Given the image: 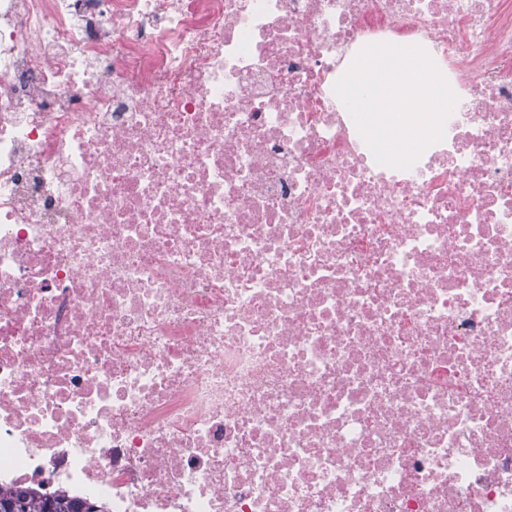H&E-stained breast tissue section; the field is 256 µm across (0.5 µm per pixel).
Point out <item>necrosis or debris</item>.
Returning a JSON list of instances; mask_svg holds the SVG:
<instances>
[{"instance_id": "1", "label": "necrosis or debris", "mask_w": 512, "mask_h": 512, "mask_svg": "<svg viewBox=\"0 0 512 512\" xmlns=\"http://www.w3.org/2000/svg\"><path fill=\"white\" fill-rule=\"evenodd\" d=\"M378 42L458 97L408 170ZM0 486L512 512V0H0Z\"/></svg>"}]
</instances>
